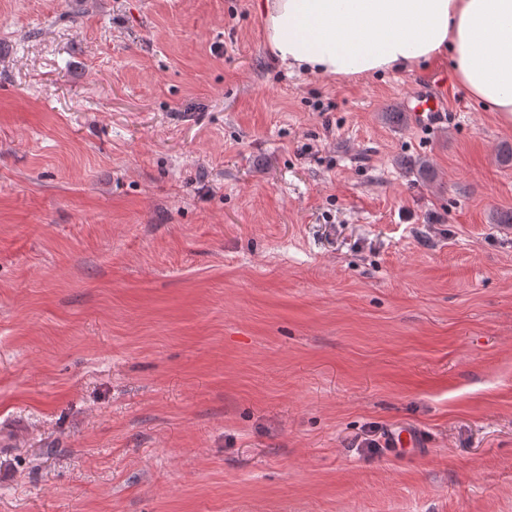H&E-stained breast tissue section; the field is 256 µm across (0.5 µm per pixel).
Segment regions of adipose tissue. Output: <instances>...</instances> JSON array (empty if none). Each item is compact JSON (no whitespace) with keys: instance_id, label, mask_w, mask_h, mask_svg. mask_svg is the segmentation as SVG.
Returning <instances> with one entry per match:
<instances>
[{"instance_id":"ef3b65f1","label":"adipose tissue","mask_w":512,"mask_h":512,"mask_svg":"<svg viewBox=\"0 0 512 512\" xmlns=\"http://www.w3.org/2000/svg\"><path fill=\"white\" fill-rule=\"evenodd\" d=\"M261 9L284 70L350 78L445 54L469 94L512 124V0H264Z\"/></svg>"}]
</instances>
